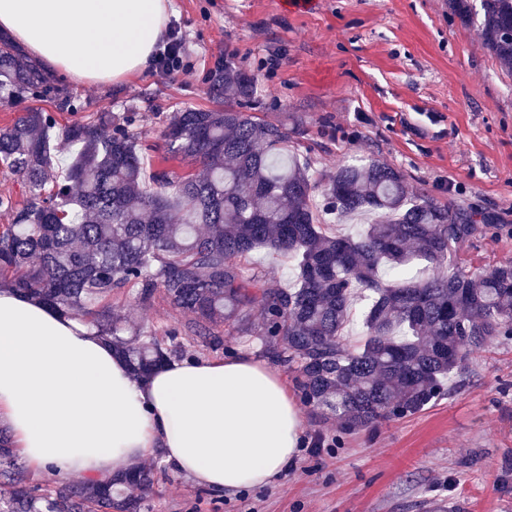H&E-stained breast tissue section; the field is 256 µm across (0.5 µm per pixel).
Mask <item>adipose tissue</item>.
Wrapping results in <instances>:
<instances>
[{"label":"adipose tissue","instance_id":"obj_1","mask_svg":"<svg viewBox=\"0 0 512 512\" xmlns=\"http://www.w3.org/2000/svg\"><path fill=\"white\" fill-rule=\"evenodd\" d=\"M170 0H0V31L45 69L119 83L150 70ZM28 468L104 480L146 457L216 493L269 485L309 447L280 370L248 353L136 377L109 338L0 290V426Z\"/></svg>","mask_w":512,"mask_h":512}]
</instances>
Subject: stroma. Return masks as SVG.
Segmentation results:
<instances>
[{
    "instance_id": "obj_1",
    "label": "stroma",
    "mask_w": 512,
    "mask_h": 512,
    "mask_svg": "<svg viewBox=\"0 0 512 512\" xmlns=\"http://www.w3.org/2000/svg\"><path fill=\"white\" fill-rule=\"evenodd\" d=\"M190 78L156 71L116 85L58 82L86 112H133L144 163L162 164L171 115L214 102L206 76L225 51L255 80L256 116L284 123L288 148L308 159L318 187L347 162L398 169L413 193L483 214L495 233L460 250L461 266L512 260V71L483 49L475 23L448 0H171ZM248 267L273 287L296 280L292 258L264 249ZM105 307L134 327L187 323L162 295L113 290ZM320 455L302 454L270 485L229 497L158 458L153 512H512V340L474 353L447 396L421 412L346 432L299 405Z\"/></svg>"
}]
</instances>
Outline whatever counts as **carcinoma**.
Masks as SVG:
<instances>
[{"mask_svg": "<svg viewBox=\"0 0 512 512\" xmlns=\"http://www.w3.org/2000/svg\"><path fill=\"white\" fill-rule=\"evenodd\" d=\"M448 9L477 19L483 48L512 70V0H448ZM235 53L208 76L209 94L229 104L185 108L163 130V160H191L201 174L159 168L143 187V150L136 113L98 112L68 125L27 106L0 130V165L28 192L19 206L0 196V286L81 315L124 354L137 376L182 357L179 332L140 331L134 340L100 302L112 289L158 292L191 316L188 329L211 349L224 345L214 328L275 341L273 351L296 374L301 399L345 431L414 415L448 393L470 354L512 340V260L471 272L461 247L485 234V217L409 191L403 174L378 162L348 163L331 177L323 203L308 164L288 154V129L246 111L254 79ZM58 101L83 109L35 61L0 37V101ZM75 153L63 181L46 189L56 153ZM381 219L357 236L334 235L317 209ZM294 257L297 279L272 288L246 271L258 249ZM417 261L434 274L409 275ZM371 292L364 335L351 347L344 329L354 290ZM265 321L252 328L250 312ZM156 477L138 470L91 484L63 481L49 490L30 483L18 454L0 438V512H151Z\"/></svg>", "mask_w": 512, "mask_h": 512, "instance_id": "carcinoma-1", "label": "carcinoma"}]
</instances>
